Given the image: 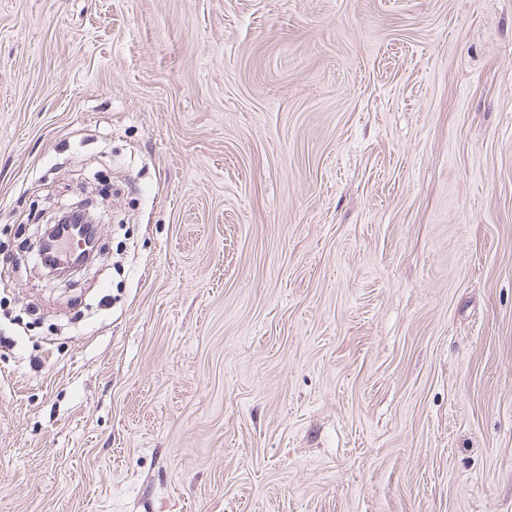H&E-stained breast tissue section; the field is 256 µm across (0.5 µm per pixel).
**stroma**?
Returning <instances> with one entry per match:
<instances>
[{
    "mask_svg": "<svg viewBox=\"0 0 512 512\" xmlns=\"http://www.w3.org/2000/svg\"><path fill=\"white\" fill-rule=\"evenodd\" d=\"M0 512H512V0H0ZM79 214L82 219L83 223H91V218L89 216L88 210H86V206L83 201L79 200L77 202L71 203L69 205L59 207L58 209L49 212H45L42 215V220L45 219V225L44 226H52L54 228L57 227V225L62 224L66 218H68L71 215ZM50 224H57V225H50Z\"/></svg>",
    "mask_w": 512,
    "mask_h": 512,
    "instance_id": "1",
    "label": "stroma"
}]
</instances>
